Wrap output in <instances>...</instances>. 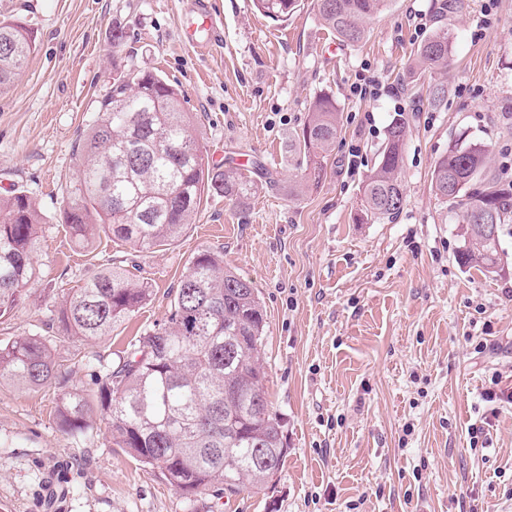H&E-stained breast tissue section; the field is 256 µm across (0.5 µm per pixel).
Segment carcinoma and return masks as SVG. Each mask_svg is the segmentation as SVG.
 <instances>
[{
  "mask_svg": "<svg viewBox=\"0 0 512 512\" xmlns=\"http://www.w3.org/2000/svg\"><path fill=\"white\" fill-rule=\"evenodd\" d=\"M323 25L336 39L357 44L367 22L389 0H316ZM255 10L286 21L299 0H253ZM30 30L0 21V89L14 81L35 52ZM450 32L418 47L416 59L429 68L448 66ZM179 89L151 72L113 79L100 111L74 152L76 177L66 187L65 230L74 245L88 249L100 233L139 253L177 240L193 223L202 194L231 201L248 199L255 187L238 168L215 170L193 135L194 118ZM339 131L335 100L321 95L288 151L300 158L301 178L313 185L326 174L327 157ZM406 123L388 125L378 161L363 184L360 220L395 219L404 202L398 182ZM485 150L456 144L435 164L437 196L463 212L465 248L459 260L485 272L499 266V237L484 239L473 214L491 212L503 224L512 209V187L482 180ZM42 216L24 194L0 196V320L18 308L38 279L34 263ZM64 299L51 310V323L67 338L86 343L112 334L151 300L153 289L130 272L105 267L76 281L60 276ZM264 311L252 283L224 266V256L202 249L192 256L171 294L165 323L146 328L95 377L96 393L74 387L56 400L54 420L81 435L100 411L112 444L150 468L192 500L215 485L231 493L262 489L281 470L287 448L281 419L269 405L267 372L260 360ZM43 336L0 342V384L27 390L69 380ZM266 449L267 468L256 463Z\"/></svg>",
  "mask_w": 512,
  "mask_h": 512,
  "instance_id": "1",
  "label": "carcinoma"
}]
</instances>
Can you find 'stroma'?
Here are the masks:
<instances>
[{
  "label": "stroma",
  "mask_w": 512,
  "mask_h": 512,
  "mask_svg": "<svg viewBox=\"0 0 512 512\" xmlns=\"http://www.w3.org/2000/svg\"><path fill=\"white\" fill-rule=\"evenodd\" d=\"M224 31L201 50L179 37L193 0H0V19L30 29L37 48L0 93V196L28 194L45 215L42 278L0 322V340L38 334L57 346L70 382L89 390L97 356L163 323L190 257L223 253L265 307L261 359L288 453L261 491L215 486L188 504L158 473L111 444L104 426L76 439L52 411L62 386H0V512H512V404L486 401L491 378L512 388V213L497 272L464 266L462 212L432 189L455 143L512 164V0H391L364 41L329 33L314 0L288 21L253 0H213ZM451 32L446 68H414L438 26ZM126 38L112 44L113 28ZM159 74L183 95L208 158H249L269 182L242 204L203 196L177 241L138 253L107 238L75 248L65 234L73 147L114 77ZM374 99L351 96L358 76ZM448 94L433 104L430 92ZM333 95L341 123L316 187L303 184L288 141L315 97ZM407 133L393 221L359 222L362 185L387 126ZM363 164L347 172L349 146ZM117 263L152 284L151 300L111 336L86 344L49 327L73 279Z\"/></svg>",
  "instance_id": "stroma-1"
}]
</instances>
